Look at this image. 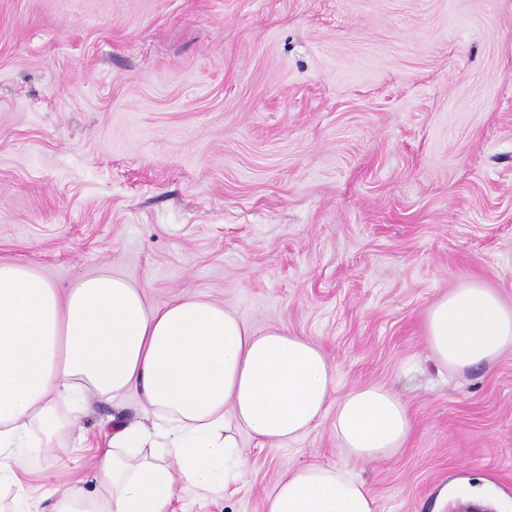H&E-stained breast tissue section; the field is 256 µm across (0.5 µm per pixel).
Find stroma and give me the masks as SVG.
<instances>
[{
  "instance_id": "35a3bbf8",
  "label": "stroma",
  "mask_w": 512,
  "mask_h": 512,
  "mask_svg": "<svg viewBox=\"0 0 512 512\" xmlns=\"http://www.w3.org/2000/svg\"><path fill=\"white\" fill-rule=\"evenodd\" d=\"M0 261L287 326L332 399L410 408L406 448L354 468L377 512H512V350L456 375L423 328L473 279L512 306V0H0ZM116 420L144 424L137 393L29 449L33 512L93 491ZM235 439L240 479L166 512H265L289 467L348 463L328 417Z\"/></svg>"
}]
</instances>
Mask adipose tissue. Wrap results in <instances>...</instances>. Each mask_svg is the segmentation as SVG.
<instances>
[{
	"label": "adipose tissue",
	"instance_id": "adipose-tissue-1",
	"mask_svg": "<svg viewBox=\"0 0 512 512\" xmlns=\"http://www.w3.org/2000/svg\"><path fill=\"white\" fill-rule=\"evenodd\" d=\"M428 350L463 373L512 348V307L470 281L429 305ZM335 370L314 341L283 326L256 330L224 305L187 296L152 309L142 289L112 274L59 290L30 267L0 262V487L21 488L32 436L52 445L65 411L89 398L137 391L153 428L117 424L94 458L96 488L52 490L51 512H163L176 483L220 496L242 473L235 433L272 446L304 437L333 412L336 440L366 464L404 448L406 402L380 385L327 403ZM265 512H376L351 470L289 468Z\"/></svg>",
	"mask_w": 512,
	"mask_h": 512
}]
</instances>
